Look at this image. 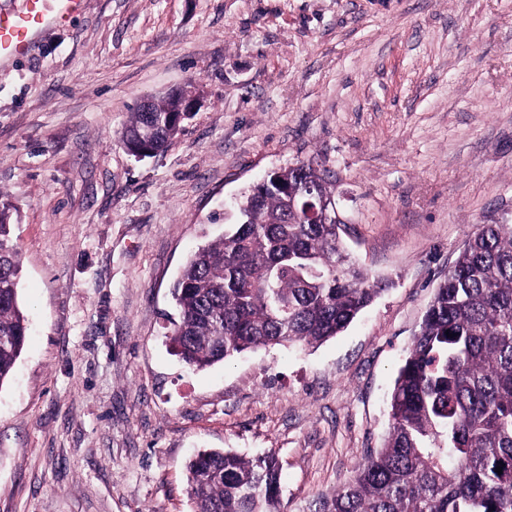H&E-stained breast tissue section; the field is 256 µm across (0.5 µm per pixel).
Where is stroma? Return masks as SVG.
<instances>
[{
  "label": "stroma",
  "mask_w": 512,
  "mask_h": 512,
  "mask_svg": "<svg viewBox=\"0 0 512 512\" xmlns=\"http://www.w3.org/2000/svg\"><path fill=\"white\" fill-rule=\"evenodd\" d=\"M191 87L162 152L120 136ZM330 172L353 259L388 286L316 348L192 371L171 286L241 193ZM0 200L29 335L0 385V512H192L186 465L275 452L309 512L382 447L436 288L512 221V0H85L0 65Z\"/></svg>",
  "instance_id": "35a3bbf8"
}]
</instances>
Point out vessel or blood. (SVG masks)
<instances>
[{"instance_id":"1","label":"vessel or blood","mask_w":512,"mask_h":512,"mask_svg":"<svg viewBox=\"0 0 512 512\" xmlns=\"http://www.w3.org/2000/svg\"><path fill=\"white\" fill-rule=\"evenodd\" d=\"M84 0H27L24 10L0 13V64L29 53L43 31L70 23Z\"/></svg>"}]
</instances>
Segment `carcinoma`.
<instances>
[{
	"label": "carcinoma",
	"instance_id": "cac0c4a2",
	"mask_svg": "<svg viewBox=\"0 0 512 512\" xmlns=\"http://www.w3.org/2000/svg\"><path fill=\"white\" fill-rule=\"evenodd\" d=\"M176 106L168 98L133 113L124 146L161 151L180 132ZM306 184L334 195L311 163L280 169L250 187L224 237L183 266L168 338L189 368L269 346L315 347L343 333L380 293L342 248L340 225L288 207V190ZM20 273L11 207L0 201V387L28 335ZM390 417L384 447L310 512H512L511 223L468 235L398 369ZM186 484L193 512H283L273 453L200 451L186 466Z\"/></svg>",
	"mask_w": 512,
	"mask_h": 512
}]
</instances>
